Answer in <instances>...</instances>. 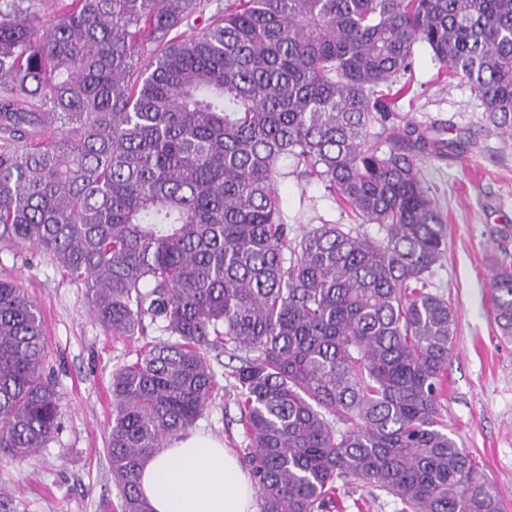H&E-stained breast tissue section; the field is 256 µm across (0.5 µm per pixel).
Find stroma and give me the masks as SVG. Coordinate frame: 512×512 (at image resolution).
Wrapping results in <instances>:
<instances>
[{
    "mask_svg": "<svg viewBox=\"0 0 512 512\" xmlns=\"http://www.w3.org/2000/svg\"><path fill=\"white\" fill-rule=\"evenodd\" d=\"M389 119L370 129L382 146L408 125L436 127L446 137L470 138L464 155L418 158L423 185L448 228L447 251L428 279L431 292L452 306L457 334L448 359V393L442 415L460 446L476 457L512 510V338L501 336L491 311V280L502 251L512 252V141L486 130L485 109L464 80L441 72L429 50L416 46L413 78L402 97L388 96ZM284 220L300 235L323 223L379 238L383 230L356 218L314 180L279 179ZM22 284L45 321L49 354L45 373L59 396L58 429L35 456L0 457V490L9 512H123L106 454L112 420L113 372L133 361L136 349L166 341L148 327L141 336H115L89 314L82 282L60 270L34 245L0 247V279ZM220 388L196 429L242 453L247 446L236 402L232 346L209 350ZM389 496L367 489L338 490L329 512H400Z\"/></svg>",
    "mask_w": 512,
    "mask_h": 512,
    "instance_id": "obj_1",
    "label": "stroma"
}]
</instances>
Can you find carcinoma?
<instances>
[{"label": "carcinoma", "instance_id": "carcinoma-1", "mask_svg": "<svg viewBox=\"0 0 512 512\" xmlns=\"http://www.w3.org/2000/svg\"><path fill=\"white\" fill-rule=\"evenodd\" d=\"M32 0H0V245L34 244L84 283L118 336L156 325L112 375L107 456L123 512H152L144 462L191 429L233 372L261 512H326L351 481L401 512H507L448 433L456 315L427 289L445 219L417 155L460 151L413 126L369 142L386 91L427 46L512 141V0H66L38 35ZM384 236L338 224L291 237L280 163ZM512 337V264L492 285ZM44 321L0 281V452L34 456L58 428Z\"/></svg>", "mask_w": 512, "mask_h": 512}]
</instances>
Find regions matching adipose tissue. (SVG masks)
Returning <instances> with one entry per match:
<instances>
[{
  "label": "adipose tissue",
  "instance_id": "1",
  "mask_svg": "<svg viewBox=\"0 0 512 512\" xmlns=\"http://www.w3.org/2000/svg\"><path fill=\"white\" fill-rule=\"evenodd\" d=\"M141 491L154 512H256V489L222 440L190 432L148 458Z\"/></svg>",
  "mask_w": 512,
  "mask_h": 512
}]
</instances>
